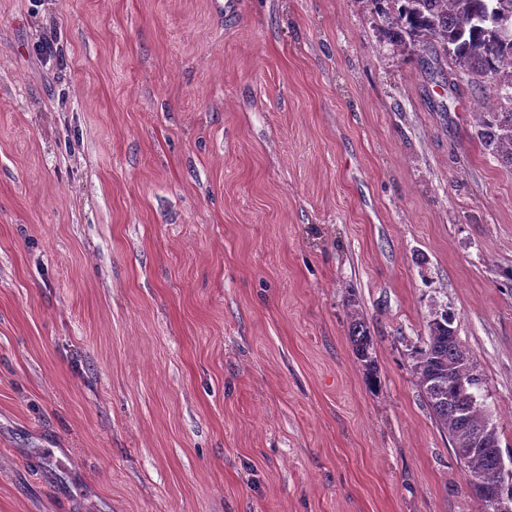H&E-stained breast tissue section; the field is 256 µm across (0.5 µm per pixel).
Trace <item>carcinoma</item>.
Here are the masks:
<instances>
[{"instance_id": "cac0c4a2", "label": "carcinoma", "mask_w": 512, "mask_h": 512, "mask_svg": "<svg viewBox=\"0 0 512 512\" xmlns=\"http://www.w3.org/2000/svg\"><path fill=\"white\" fill-rule=\"evenodd\" d=\"M381 21L386 42L432 55L433 73L444 77V65L464 76L482 94L476 112L477 138L484 150L512 170V0H365ZM439 313L427 323L428 339L414 347L411 370L439 424L450 437L463 472L492 474L502 455L497 428L480 401L486 387L474 373L473 356L456 327L439 324ZM349 336L368 382L377 386L374 342L359 317H352Z\"/></svg>"}]
</instances>
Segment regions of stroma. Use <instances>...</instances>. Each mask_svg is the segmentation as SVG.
Here are the masks:
<instances>
[{
	"instance_id": "stroma-1",
	"label": "stroma",
	"mask_w": 512,
	"mask_h": 512,
	"mask_svg": "<svg viewBox=\"0 0 512 512\" xmlns=\"http://www.w3.org/2000/svg\"><path fill=\"white\" fill-rule=\"evenodd\" d=\"M379 25L0 0V512H478L409 353L448 306L511 457L512 170ZM349 336L357 360L362 363L366 371L368 382L372 387L377 386V374L373 357L374 342L370 332L359 317H352L349 326Z\"/></svg>"
}]
</instances>
